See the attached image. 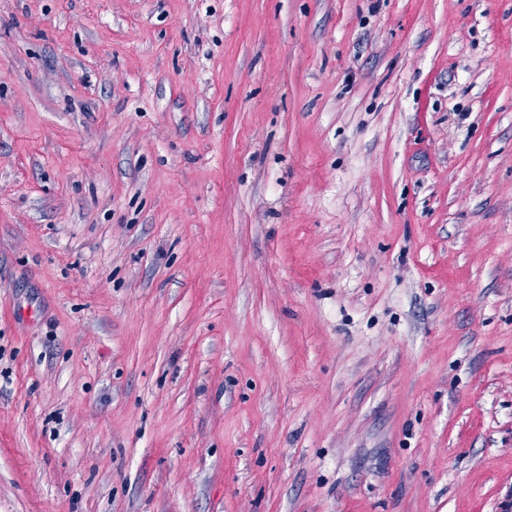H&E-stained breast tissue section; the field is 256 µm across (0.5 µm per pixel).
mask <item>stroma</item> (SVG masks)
I'll list each match as a JSON object with an SVG mask.
<instances>
[{
    "instance_id": "stroma-1",
    "label": "stroma",
    "mask_w": 512,
    "mask_h": 512,
    "mask_svg": "<svg viewBox=\"0 0 512 512\" xmlns=\"http://www.w3.org/2000/svg\"><path fill=\"white\" fill-rule=\"evenodd\" d=\"M0 512H512V0H0Z\"/></svg>"
}]
</instances>
